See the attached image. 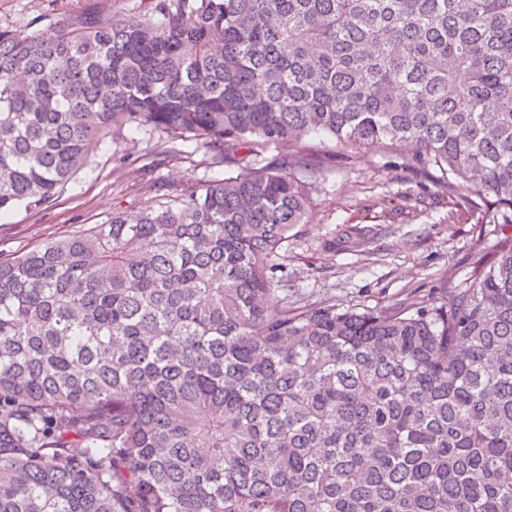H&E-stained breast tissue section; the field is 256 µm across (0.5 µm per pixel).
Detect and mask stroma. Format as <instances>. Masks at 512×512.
Segmentation results:
<instances>
[{"label":"stroma","instance_id":"35a3bbf8","mask_svg":"<svg viewBox=\"0 0 512 512\" xmlns=\"http://www.w3.org/2000/svg\"><path fill=\"white\" fill-rule=\"evenodd\" d=\"M139 0H0V19L17 37L87 7L103 17L134 8ZM299 152L327 159L306 223L290 233L282 286L289 302L335 298L338 304L375 308L410 291L437 295L462 287L481 258L512 224L483 199L457 201L447 189L379 152L342 151L311 135ZM212 164L199 141L170 140L128 129L109 137L68 182L48 209L19 207L0 218V255L28 250L50 238L106 222L130 209L188 194L207 180L237 175Z\"/></svg>","mask_w":512,"mask_h":512}]
</instances>
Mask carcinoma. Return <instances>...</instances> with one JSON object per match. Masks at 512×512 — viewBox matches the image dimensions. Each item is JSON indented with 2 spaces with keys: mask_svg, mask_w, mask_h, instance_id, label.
I'll return each mask as SVG.
<instances>
[{
  "mask_svg": "<svg viewBox=\"0 0 512 512\" xmlns=\"http://www.w3.org/2000/svg\"><path fill=\"white\" fill-rule=\"evenodd\" d=\"M125 128L249 174L0 258V512H512V235L437 299L276 288L313 133L512 212V0L0 25V216Z\"/></svg>",
  "mask_w": 512,
  "mask_h": 512,
  "instance_id": "carcinoma-1",
  "label": "carcinoma"
}]
</instances>
